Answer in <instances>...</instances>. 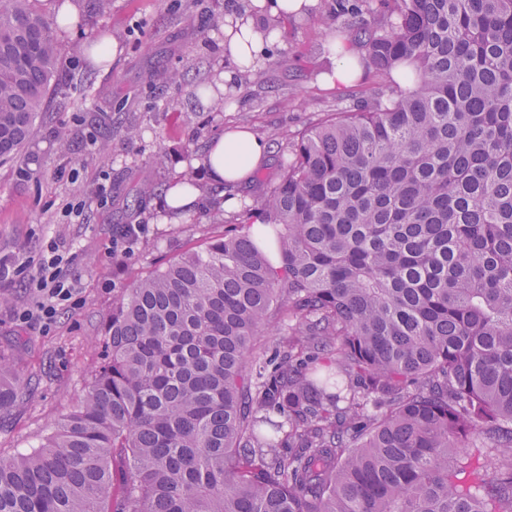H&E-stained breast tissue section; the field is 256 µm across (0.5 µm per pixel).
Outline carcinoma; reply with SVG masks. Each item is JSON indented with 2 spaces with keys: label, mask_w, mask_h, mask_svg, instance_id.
<instances>
[{
  "label": "carcinoma",
  "mask_w": 512,
  "mask_h": 512,
  "mask_svg": "<svg viewBox=\"0 0 512 512\" xmlns=\"http://www.w3.org/2000/svg\"><path fill=\"white\" fill-rule=\"evenodd\" d=\"M47 2L0 0V164L62 83ZM351 14L390 84L292 143L255 231L122 289L78 408L0 455V512H512V453L468 480L455 452L512 448V0ZM281 322V317L278 313L274 312L269 318L267 324L263 326L258 335L255 336L254 347L250 359L252 361H258L265 357L266 352L269 354L271 348L275 343L280 340H284L288 336L285 335Z\"/></svg>",
  "instance_id": "cac0c4a2"
}]
</instances>
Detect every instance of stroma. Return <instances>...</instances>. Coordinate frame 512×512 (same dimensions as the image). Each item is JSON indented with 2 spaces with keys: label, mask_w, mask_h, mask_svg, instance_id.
I'll use <instances>...</instances> for the list:
<instances>
[{
  "label": "stroma",
  "mask_w": 512,
  "mask_h": 512,
  "mask_svg": "<svg viewBox=\"0 0 512 512\" xmlns=\"http://www.w3.org/2000/svg\"><path fill=\"white\" fill-rule=\"evenodd\" d=\"M346 3L317 0L299 18L264 17L281 33L264 67L241 74L216 100L198 91L216 87L230 68L224 16L232 7L249 8V0H112L107 13L59 38L69 91L51 96L22 158L0 166V258L36 260L49 240L64 242L80 289L75 303L46 326L17 319L36 303L33 289L20 279L0 283V359L23 380L15 402L0 412V455L39 446L77 408L101 360L104 325L120 288L224 232L244 233L238 216L276 185L291 138L382 83V76L367 72L347 93L321 80L336 58L320 19L335 13L347 22ZM106 36L121 48L111 64L93 65L73 50ZM159 69L184 78L161 84L154 78ZM130 124L140 129L132 140L125 134ZM238 128L266 143V162L247 184L211 186L195 161L213 139ZM63 139L70 145L65 152L58 148ZM188 168L199 201L183 218L162 220V191ZM144 182L162 191L139 202L134 189ZM217 207L224 221L213 224L209 214ZM119 224L144 227L126 254L112 249Z\"/></svg>",
  "instance_id": "1"
}]
</instances>
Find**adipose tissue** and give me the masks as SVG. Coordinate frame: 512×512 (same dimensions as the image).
<instances>
[{
    "label": "adipose tissue",
    "instance_id": "obj_1",
    "mask_svg": "<svg viewBox=\"0 0 512 512\" xmlns=\"http://www.w3.org/2000/svg\"><path fill=\"white\" fill-rule=\"evenodd\" d=\"M224 28V52L232 60V70L222 72L219 90L233 84L239 71L261 69L268 47L280 37L278 30L265 27L254 17L229 12ZM266 144L247 130L227 132L213 140L203 154L208 177L216 186L240 185L249 182L253 171L263 164Z\"/></svg>",
    "mask_w": 512,
    "mask_h": 512
}]
</instances>
